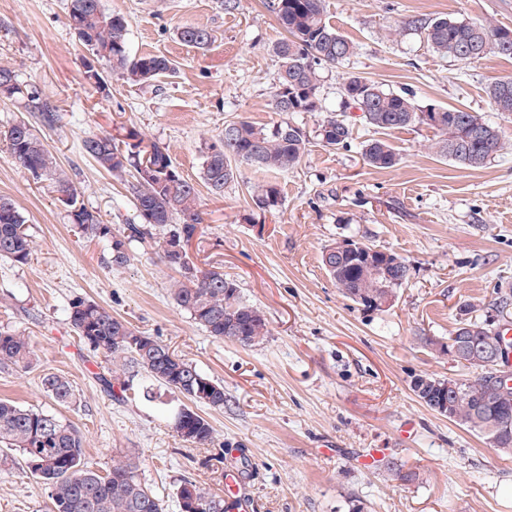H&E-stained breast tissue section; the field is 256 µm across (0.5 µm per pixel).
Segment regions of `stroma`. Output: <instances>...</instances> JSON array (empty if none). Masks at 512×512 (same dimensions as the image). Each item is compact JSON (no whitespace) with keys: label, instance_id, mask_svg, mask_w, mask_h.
Wrapping results in <instances>:
<instances>
[{"label":"stroma","instance_id":"stroma-1","mask_svg":"<svg viewBox=\"0 0 512 512\" xmlns=\"http://www.w3.org/2000/svg\"><path fill=\"white\" fill-rule=\"evenodd\" d=\"M268 0H102L129 22L130 51L163 55L174 74L141 85L112 78L101 94L82 74L84 47L71 29L66 0H0V65L34 82L55 105L54 127L38 132L78 192V201L119 230L136 220L127 181L100 169L81 149L87 136L133 127L165 145L199 191L203 222L188 245L199 268L222 265L268 323L266 340L247 347L219 340L177 308L178 274L160 246L133 244L123 267L109 263L107 241L72 224L51 180L34 178L0 142V196L14 200L34 242L27 264L0 258V329L28 336V366H0V399L56 414L84 440V461L103 473L114 458L179 512L183 480L223 495L226 471L241 470L240 512H512V454L422 405L411 389L429 373L467 379L471 369L439 353L469 305L512 325V115L486 94L512 78V58L495 53L464 63L443 59L417 18L481 20L512 29V0H326L331 23L356 47L344 65L324 70L319 112H294L309 144L301 163L267 175L240 166L237 181L213 195L202 178L206 144L225 123L279 121L273 102L278 68L270 52L284 36ZM185 25L213 30L205 49L180 41ZM351 73L384 88L415 92L420 104L463 108L497 127L505 145L473 169L431 148L436 130L414 125L375 131L355 122L345 149L324 147L320 125L339 112V88ZM387 140L400 156L391 169L369 167L365 141ZM277 185L280 207L255 209L251 185ZM344 237L405 259L408 282L394 300L367 310L346 299L322 264L326 246ZM82 297L111 309L143 335L166 344L224 387V407L204 410L212 445L184 443L168 425L179 394L147 401L145 377L116 400L95 379L106 361L81 345L68 305ZM72 383L76 399L56 404L44 374ZM379 449L414 480L359 465ZM0 512H53L49 487L0 464Z\"/></svg>","mask_w":512,"mask_h":512}]
</instances>
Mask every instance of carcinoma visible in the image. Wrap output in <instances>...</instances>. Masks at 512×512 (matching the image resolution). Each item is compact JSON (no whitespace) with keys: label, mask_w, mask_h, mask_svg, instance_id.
I'll return each instance as SVG.
<instances>
[{"label":"carcinoma","mask_w":512,"mask_h":512,"mask_svg":"<svg viewBox=\"0 0 512 512\" xmlns=\"http://www.w3.org/2000/svg\"><path fill=\"white\" fill-rule=\"evenodd\" d=\"M268 8L288 33L272 47L278 62L273 91L275 110L318 112L322 109V73L327 68L347 62L355 52L351 41L340 34L326 17L325 0H269ZM68 14L83 25L79 40L101 70L85 76L101 93L110 94L105 73L129 77L148 83L175 72L174 63L163 55H133L129 48V23L118 13H108L102 0H70ZM427 44L441 57L471 63L489 53L512 57V30L474 21L446 18L415 20ZM181 41L197 48L209 46L214 35L206 27L185 25L178 30ZM9 83L0 96L19 100L28 112H34L42 123L53 127L56 106L33 84L20 80L8 66L0 65V83ZM493 109L512 114V79H499L488 86ZM341 113L320 126L318 136L326 147L346 148L352 140L347 111L357 108L368 125L380 130L403 129L424 124L436 130L440 139L437 153L456 163L477 168L501 151L499 131L475 112L459 108L422 106L414 92H395L357 75H349L341 86ZM11 158L36 177L48 175L56 191L65 196L72 223L87 238L109 242V263L116 267L130 260L131 245L164 233L163 241L178 239L185 243L195 235L202 223L197 208L196 185L178 170L168 148L156 142L144 143L136 128L124 129L122 139L109 134H95L82 141L81 148L97 165L116 177L129 175V188L136 201L138 223L129 224L114 233L112 225L78 204L77 190L65 171L57 165L35 128L26 121L13 123L4 132ZM308 139L302 127L284 118L269 127H258L248 120L224 126L221 139L205 147L203 177L211 192L224 193V187L237 180L238 165L247 164L258 171L285 172L301 161ZM365 162L374 168L390 169L399 161L394 148L384 140L369 139L363 146ZM253 205L260 211H273L281 204L277 185L267 181L251 188ZM355 249L323 265L336 287L348 300L367 310H376L392 301L395 290L409 277L410 265L396 263L398 256L353 239ZM33 241L23 214L15 203L0 197V257L18 264L28 263ZM163 262L179 272L181 279L172 289L177 308L208 335L255 346L269 335L262 312L243 300L235 280L224 275L223 268L213 266L200 270L189 255L172 258L162 252ZM70 324L89 351L100 354L111 363L108 374L96 378L109 392L119 387L130 389V379L142 371L161 387L177 392L191 403L183 430L176 435L196 447L214 442V429L199 413L201 409L224 408V386L203 374L193 363L179 357L151 336L145 337L148 348L131 342L137 334L129 323L95 301L77 298L69 303ZM494 334V325L480 316L462 317L450 335L472 348L484 345ZM31 346L20 332L0 330V364L25 367L30 363ZM465 366L474 374L456 380L453 407L448 420L469 430L495 438L498 447L512 452V395L502 390L498 369L484 362L467 360ZM416 380L425 384L424 403L435 407L434 394L444 378L423 374ZM41 385L54 402L71 403L75 393L71 382L58 374L43 376ZM0 446L20 451L24 464L39 463L32 474L51 489L54 512H166L165 500L142 483L136 467L121 460L112 461L104 476L83 461V437L71 424L53 413L35 411L0 399ZM190 486L195 505L192 512H229L225 498L201 488L192 480Z\"/></svg>","instance_id":"carcinoma-1"}]
</instances>
